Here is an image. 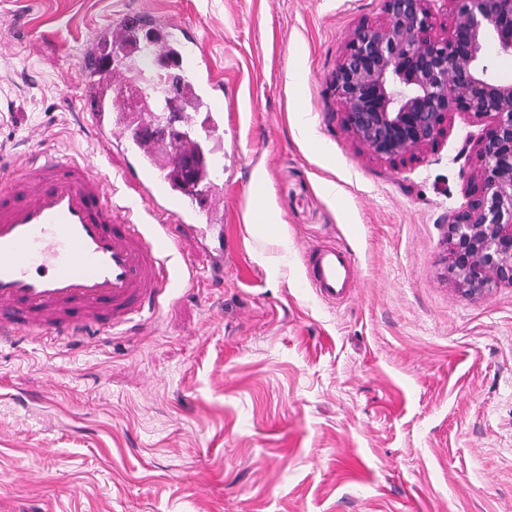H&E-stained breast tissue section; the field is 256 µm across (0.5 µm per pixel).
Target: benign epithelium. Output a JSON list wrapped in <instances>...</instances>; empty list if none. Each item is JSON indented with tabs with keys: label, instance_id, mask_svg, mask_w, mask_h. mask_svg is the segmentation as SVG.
Instances as JSON below:
<instances>
[{
	"label": "benign epithelium",
	"instance_id": "1",
	"mask_svg": "<svg viewBox=\"0 0 512 512\" xmlns=\"http://www.w3.org/2000/svg\"><path fill=\"white\" fill-rule=\"evenodd\" d=\"M385 20L362 22L330 77L343 125L368 153L389 161L434 145L454 112L491 120L474 145L466 203L448 215V280L464 296L512 288V84L491 78L484 55L489 31L512 55V0H448L451 32L434 31L433 0H382ZM169 103L154 126L175 162L180 83L161 75Z\"/></svg>",
	"mask_w": 512,
	"mask_h": 512
}]
</instances>
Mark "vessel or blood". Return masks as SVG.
<instances>
[{"mask_svg": "<svg viewBox=\"0 0 512 512\" xmlns=\"http://www.w3.org/2000/svg\"><path fill=\"white\" fill-rule=\"evenodd\" d=\"M141 31L155 34L157 60H175L180 70L199 77L204 90L196 106L210 111L208 90L216 85L212 62L203 54L173 56L192 31L168 14L129 10L99 28L83 47V72L94 73L121 98L123 77L105 49ZM79 110L104 147L126 144L123 129L101 127L90 83L82 85ZM154 152V141H143L123 174L137 200L133 206L113 202L109 175L82 159L39 150L19 167L0 163V343L18 336L36 341L52 335L109 336L157 312L173 279L166 256L170 243L145 233L136 209L140 203L159 220L178 222L187 234L212 236L210 274L223 278L224 235L206 233L196 223L219 211L221 198L187 196L170 174L153 171ZM355 271L346 251L323 247L307 254L306 277L321 298H345Z\"/></svg>", "mask_w": 512, "mask_h": 512, "instance_id": "1", "label": "vessel or blood"}]
</instances>
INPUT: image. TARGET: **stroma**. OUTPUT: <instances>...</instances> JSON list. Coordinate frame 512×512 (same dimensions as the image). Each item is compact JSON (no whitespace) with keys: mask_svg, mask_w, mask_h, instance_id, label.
I'll list each match as a JSON object with an SVG mask.
<instances>
[{"mask_svg":"<svg viewBox=\"0 0 512 512\" xmlns=\"http://www.w3.org/2000/svg\"><path fill=\"white\" fill-rule=\"evenodd\" d=\"M131 7L193 25L224 83V283L148 215L188 267L137 334L0 345V512H512V288L463 296L442 244L488 121L362 150L329 77L382 0H0L1 154L82 155L132 202L78 110L84 42ZM327 246L355 260L341 301L306 278ZM250 223L266 236H274L276 232L277 220L274 214L267 209L263 200V190L261 182L256 183V190L253 194L252 205L249 212Z\"/></svg>","mask_w":512,"mask_h":512,"instance_id":"35a3bbf8","label":"stroma"}]
</instances>
